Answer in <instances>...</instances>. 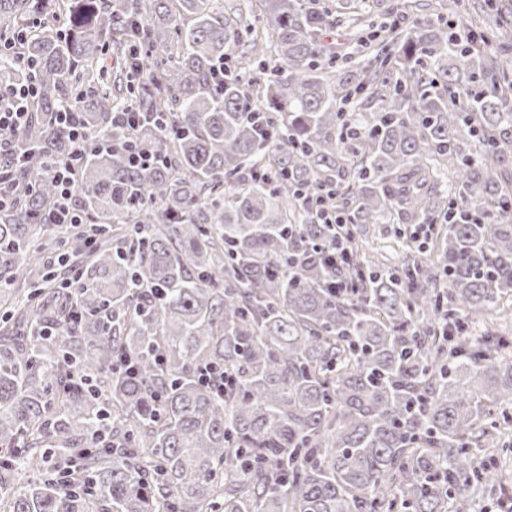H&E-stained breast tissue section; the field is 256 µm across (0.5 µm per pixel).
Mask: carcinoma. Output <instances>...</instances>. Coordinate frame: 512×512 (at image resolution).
Returning <instances> with one entry per match:
<instances>
[{
    "label": "carcinoma",
    "instance_id": "1",
    "mask_svg": "<svg viewBox=\"0 0 512 512\" xmlns=\"http://www.w3.org/2000/svg\"><path fill=\"white\" fill-rule=\"evenodd\" d=\"M33 0H0V35ZM0 54L32 83L0 210V512H477L512 502V63L508 6L474 4L353 35L336 67L305 0H56ZM128 47L99 94L110 44ZM221 62L224 86L211 70ZM354 103L358 111L343 105ZM83 113L80 206L66 251L53 120ZM123 108L161 159L129 162ZM335 215L344 225L326 222ZM439 224L441 268L405 244L361 256L369 225ZM343 241L334 268L316 252ZM132 362L130 373L124 363ZM233 383L217 394L205 367Z\"/></svg>",
    "mask_w": 512,
    "mask_h": 512
}]
</instances>
